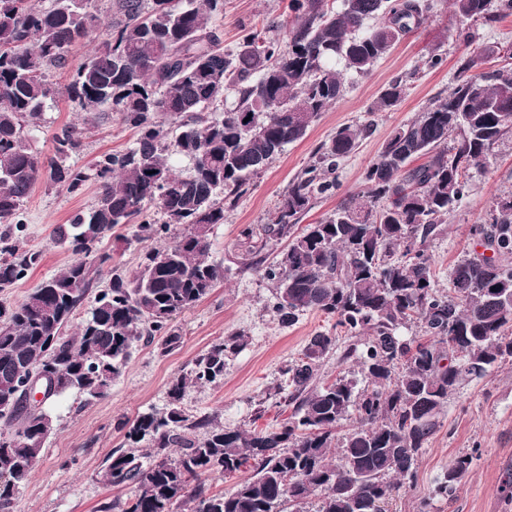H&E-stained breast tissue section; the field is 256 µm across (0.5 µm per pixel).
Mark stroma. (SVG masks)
I'll return each instance as SVG.
<instances>
[{
	"instance_id": "35a3bbf8",
	"label": "stroma",
	"mask_w": 512,
	"mask_h": 512,
	"mask_svg": "<svg viewBox=\"0 0 512 512\" xmlns=\"http://www.w3.org/2000/svg\"><path fill=\"white\" fill-rule=\"evenodd\" d=\"M287 4L288 0H224V15L216 25L225 49H235L241 27L262 28L269 16L282 13ZM509 45L512 15L488 26L460 21L441 5L368 75L348 76L345 96L319 115L304 139L277 156L234 207L225 208L223 223L212 230L209 254L225 276L206 299L177 317L179 345L166 353L154 344L140 347L103 398L85 403L66 395L48 405L56 430L39 467L20 490L16 512H100L102 505L113 499L129 498L130 488H115L101 479L106 458L124 442L120 422L163 408L171 382L191 359L233 333H244L245 346L229 361L223 386L192 388L183 404L198 416L218 415L230 427L275 428L281 420L278 409L268 408L258 419L254 416L256 403L280 382V368L299 355L311 336L330 331L333 321L322 312L310 311L293 326H281L272 312L275 283L267 280L261 269L242 263L241 229L266 223L289 181L311 164L318 147L338 128L373 120L371 133L341 160L335 194L318 199L304 221L312 224L321 219L345 194L363 189V174L389 133L448 90L463 52L477 54L483 69L490 70L499 64L500 49ZM434 54L440 62L433 66L429 58ZM398 78L408 85L404 101L392 111L371 113L380 90ZM85 119V113L74 111L66 97H57L46 108L42 127L32 134L33 148L49 154L56 132L69 124L83 125ZM135 138V132L115 115L100 113L77 162L90 165L102 154L127 149ZM510 195L512 133L495 146L484 167L472 170L467 198L450 213L443 232L428 246L438 287L448 286L454 264L473 250L472 225L488 222L497 199ZM97 197L98 186L92 181L77 194L43 180L35 185L22 210L23 240L28 249L41 253L42 261L27 277L0 290V303L20 304L33 288L73 261L72 252L56 242L53 229L88 210ZM132 234V225L125 224L99 244V253L108 255L110 264L97 275L96 289L107 288L111 267L128 275L137 270L148 246L133 242ZM440 422L413 478L402 482L390 503V512H418L425 500L431 503L430 512H512V500L502 490L504 480L512 476V360L484 377L464 381L449 397ZM472 450L479 456L454 495L432 498L449 461Z\"/></svg>"
}]
</instances>
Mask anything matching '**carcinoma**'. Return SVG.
Masks as SVG:
<instances>
[{
  "label": "carcinoma",
  "mask_w": 512,
  "mask_h": 512,
  "mask_svg": "<svg viewBox=\"0 0 512 512\" xmlns=\"http://www.w3.org/2000/svg\"><path fill=\"white\" fill-rule=\"evenodd\" d=\"M98 2L0 0V289L42 261L10 228L37 182L45 176L71 194L91 179L99 183L95 206L55 228L57 242L79 259L20 304L0 305V426L15 433L0 444V512H16L19 489L55 430L49 412L27 410L17 392L22 381L49 362L55 387L48 399L75 394L89 402L107 394L139 344L164 332L161 352L176 348L181 336L172 323L223 279L209 253L224 204L234 205L252 178L344 96L346 74H368L438 6L341 0L336 10L327 0H289L288 19L242 29L226 52L212 26L224 0H111L106 37L61 90L49 72L69 67L71 47L100 22ZM451 8L463 22L492 25L512 14V0H452ZM275 29L285 30V41L267 36ZM60 94L79 112L115 113L135 130L133 145L79 167L70 159L82 150L84 130L67 126L54 134L52 155L35 154L31 131ZM406 95V82L393 80L370 111H390ZM511 131L512 67L480 71L477 58L464 57L448 93L390 133L365 171L364 190L299 229L315 201L336 191L340 160L371 124L337 129L289 181L269 222L249 224L240 236L251 265L277 283L279 323L290 326L307 311L334 319V329L361 340L344 358L356 357L368 385L358 389L345 374L319 382L321 361L338 341L320 332L258 403L259 416L268 401L291 410L276 428H231L212 415H190L188 389L223 384L228 360L244 347L243 334L226 336L172 381L166 409L129 424V448L112 451L101 478L134 494L103 512H309L313 496L315 512H387L448 396L464 379L512 359V196L473 228L496 245V256L466 255L448 289L436 288L428 252L466 197L470 171ZM173 156L189 159V175L174 172ZM151 205L164 223L147 219ZM120 224L136 225L140 242L162 238L172 225L180 232L147 250L135 274L112 268L76 335L66 336L93 288L94 264L109 260L97 245ZM274 239L286 246L269 262ZM416 322L423 335H402ZM473 460L456 455L435 496L453 495ZM245 472L230 493H212L205 483L212 474Z\"/></svg>",
  "instance_id": "cac0c4a2"
}]
</instances>
